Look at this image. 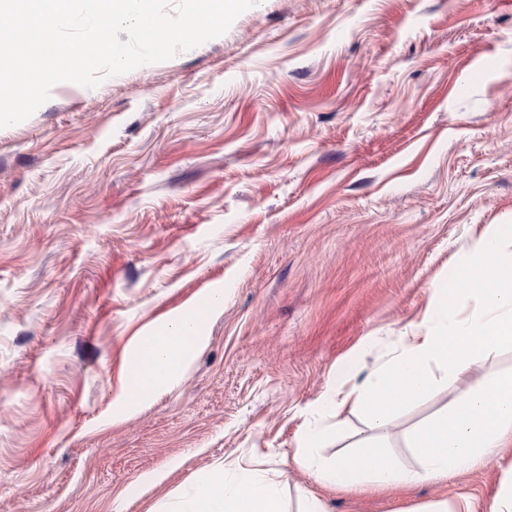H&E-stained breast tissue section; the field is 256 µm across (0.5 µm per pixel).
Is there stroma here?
I'll return each mask as SVG.
<instances>
[{"label":"stroma","instance_id":"obj_1","mask_svg":"<svg viewBox=\"0 0 512 512\" xmlns=\"http://www.w3.org/2000/svg\"><path fill=\"white\" fill-rule=\"evenodd\" d=\"M512 227V0H259L163 62L62 82L0 128V512H179L219 462L287 471L348 393ZM188 361L129 403L145 337ZM395 416L389 454L443 411ZM512 447L448 483L320 487L325 512H490Z\"/></svg>","mask_w":512,"mask_h":512}]
</instances>
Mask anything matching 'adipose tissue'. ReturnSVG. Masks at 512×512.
Masks as SVG:
<instances>
[{
    "instance_id": "adipose-tissue-1",
    "label": "adipose tissue",
    "mask_w": 512,
    "mask_h": 512,
    "mask_svg": "<svg viewBox=\"0 0 512 512\" xmlns=\"http://www.w3.org/2000/svg\"><path fill=\"white\" fill-rule=\"evenodd\" d=\"M436 311L408 344L385 359L350 394L363 428L351 454L331 460L315 456L329 438L319 422L303 434L306 454L298 466L316 483L347 490H387L440 483L481 466L500 448L512 445V370L460 390L446 410L412 431L409 446L417 461L405 467L386 454L395 413L434 385L465 373L474 358L512 349V251L498 233L481 237L470 260L454 278L434 289ZM470 307L459 316L461 301ZM186 318L172 319L141 349V363L127 385L129 402L161 389L191 355L194 337L184 332ZM286 478L263 470L221 463L195 484L186 512H286Z\"/></svg>"
}]
</instances>
